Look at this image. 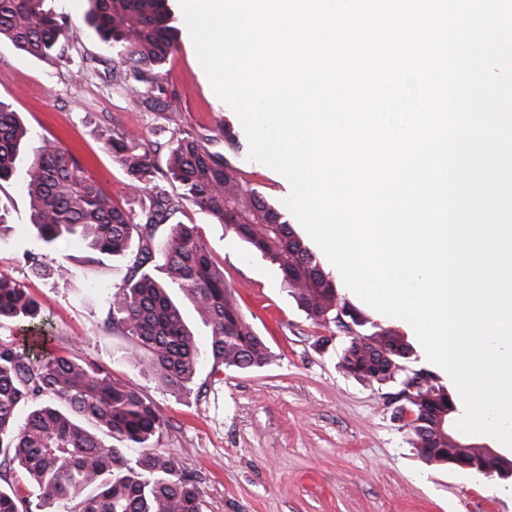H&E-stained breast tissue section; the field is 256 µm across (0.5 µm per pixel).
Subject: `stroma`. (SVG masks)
Masks as SVG:
<instances>
[{
  "label": "stroma",
  "instance_id": "obj_1",
  "mask_svg": "<svg viewBox=\"0 0 512 512\" xmlns=\"http://www.w3.org/2000/svg\"><path fill=\"white\" fill-rule=\"evenodd\" d=\"M168 7L180 46L162 69L163 111L134 108L131 91L113 84L118 58L87 25V0H43L44 10L74 29L56 59L38 60L0 42V101L19 113L29 148L45 136L59 139L125 208L138 209L142 199L104 147L102 135L113 129L145 144H169L182 131L205 134L244 185L282 206L291 191L287 179L249 160L241 122L215 95L178 0ZM2 206L12 229L0 238V273L40 302L53 334L50 350L92 359L141 389L164 420L153 447L195 478L203 512H512V477L420 459L398 418L399 384L369 385L344 374L338 361L347 333L314 324L289 296L277 266L207 213L190 205L177 219L197 225L272 358L240 370L206 353L187 391L174 394L132 359L131 338L107 325L128 260L93 265L80 242L44 246L31 228L20 178L0 184ZM30 252L42 256L46 274L32 270ZM61 265L68 274H58Z\"/></svg>",
  "mask_w": 512,
  "mask_h": 512
}]
</instances>
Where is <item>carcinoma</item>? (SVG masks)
I'll return each mask as SVG.
<instances>
[{
  "instance_id": "obj_1",
  "label": "carcinoma",
  "mask_w": 512,
  "mask_h": 512,
  "mask_svg": "<svg viewBox=\"0 0 512 512\" xmlns=\"http://www.w3.org/2000/svg\"><path fill=\"white\" fill-rule=\"evenodd\" d=\"M89 3L87 23L120 59L117 83L143 86L136 106L158 109L161 70L177 49L167 0ZM71 37L68 26L42 8V0H0V40L22 53L50 60ZM27 138L18 114L0 101V182L25 163L31 224L45 246L76 237L91 252V264L129 259L130 278L110 298L112 324L131 337L134 358L170 392L188 388L201 356L171 288L191 301L210 329L209 351L216 363L243 370L270 362L269 347L224 283V271L213 263L196 225L175 221L187 205L277 265L290 296L314 323L336 322L340 306L349 310L356 328L365 325L339 298L335 283L284 214L239 179H229V163L203 136L177 137L163 169L152 146L117 131L106 138V149L129 186L147 189V202L137 211L114 203L52 138H43L22 161ZM162 224L170 229L158 242L155 231ZM150 263L167 281L146 269ZM4 321L24 333L27 345L0 340V512H44L69 502L74 503L70 512H202L194 478L149 445L163 425L153 402L93 360L40 354L48 333L38 300L0 275ZM412 355L413 347L397 331L377 326L370 333L352 331L340 367L381 385L396 381ZM398 397L414 414L405 426L423 460L457 468L476 461L497 475L512 473L511 459L489 457L473 443H455L443 419L454 400L431 377L412 391L400 389ZM135 448L139 452L133 457L129 451Z\"/></svg>"
}]
</instances>
